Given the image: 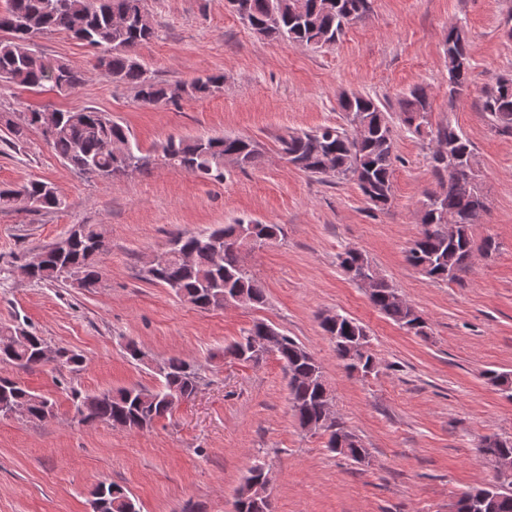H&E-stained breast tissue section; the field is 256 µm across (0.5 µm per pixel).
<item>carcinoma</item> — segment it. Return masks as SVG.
<instances>
[{"instance_id": "carcinoma-1", "label": "carcinoma", "mask_w": 512, "mask_h": 512, "mask_svg": "<svg viewBox=\"0 0 512 512\" xmlns=\"http://www.w3.org/2000/svg\"><path fill=\"white\" fill-rule=\"evenodd\" d=\"M245 13L239 18L258 36L270 41L321 48L336 44L353 24L370 12L371 0H288L287 9L271 23L268 16L281 0H241ZM146 15L144 0H8L0 11V30L10 38L0 40V81L25 87L50 86L60 94H68L84 81V75L66 62L47 57L32 49L37 34L65 31L84 44L101 50L94 70L114 84L131 87L138 101L145 105L176 103L183 99H201L224 87V76L206 75L190 81L166 83L149 74L136 56V49L151 40L154 31L149 24L141 25ZM448 59V97H459L470 86V51L465 30L452 25L443 44ZM347 126H324L311 131L286 130L276 136V151L298 162V170L311 176L351 178L367 203L374 210H384L391 201L393 166L396 159L394 121L416 136L446 139L454 144L458 156L474 153L471 141L448 123L432 128L429 121L432 105L428 91L417 86L398 101L396 114L372 97L358 92L341 95L338 100ZM482 110L504 132H512V77L500 78L482 96ZM56 129L46 142L56 154L79 173L117 179L134 172L144 173L155 164V156L146 154L131 142L128 129L111 116L93 108L58 111ZM41 112H24L18 120L6 119L5 125L14 139L24 138L31 128H37ZM243 156L242 168L256 167L264 160V152L251 140L231 134L212 137L170 138L161 146L165 164L180 168L204 179L224 180V155ZM431 166L438 183L451 181L440 196L427 192L419 213L422 224L418 236L406 250V261L416 269L428 267L426 277L432 281H458L468 266V252L478 247L489 255L495 243L486 238L476 244L473 226L487 210L483 200L479 172L448 179V161L431 157ZM24 196L30 206L55 210L63 205L62 198L50 184L32 180L16 188L0 189V210L16 208L15 198ZM462 216L454 237H448V225L442 215ZM239 220L197 234H177L167 249L164 264L146 269L147 279L170 288L178 297L203 310L224 308V294L237 293L251 305L265 301L261 282L245 266ZM257 235L266 244L283 233L279 224L251 222ZM101 236L96 224H81L75 233L64 236L67 246L56 252L54 245L44 248L46 258L37 267L12 264L0 267V287L23 273L28 280L40 284L78 281L84 291L99 288L102 274L97 265L95 246ZM394 285L382 279L370 298L372 305L395 324L413 326L414 335L424 336L426 321L412 305L392 300ZM320 326L329 339L344 337L352 343L367 335L365 326L348 316L341 322L321 317ZM261 336L273 350L285 371L296 370L300 382L288 379V400L298 426L323 421L325 394L330 392L320 362L292 337L273 325L256 321L242 335L226 345L224 356L246 364H257L249 351V340ZM47 345L43 336L20 324L0 323V363L24 370L41 366L39 355ZM159 385H140L106 389L93 393L72 391V408L79 414L88 410L86 424L102 422L130 432L149 429L176 408L169 397L180 393L183 400L194 397L199 389L197 368L187 361L172 357L159 366ZM22 404L30 419L43 420L54 416L55 402L29 389L10 377L0 376V405ZM322 434L327 436L330 451L338 448V438L344 434L354 439L344 456L357 460L368 455L367 448L349 431L340 419L324 421ZM264 464L254 462L247 470L242 489L235 499V512H259L243 488L256 478ZM109 502L107 512H140L138 502L115 483L101 484L93 492L92 504Z\"/></svg>"}]
</instances>
